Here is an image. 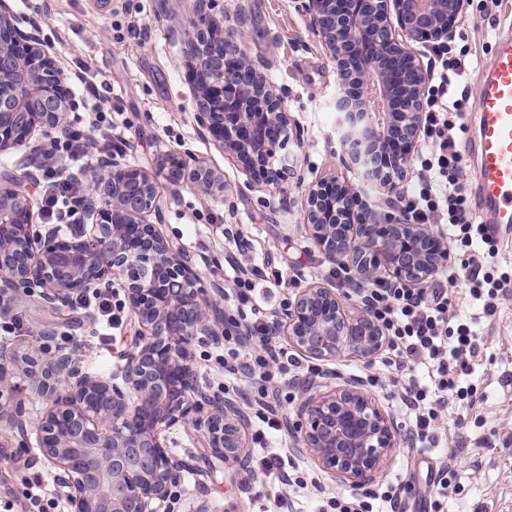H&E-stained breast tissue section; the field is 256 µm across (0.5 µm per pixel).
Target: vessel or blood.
Here are the masks:
<instances>
[{
	"mask_svg": "<svg viewBox=\"0 0 512 512\" xmlns=\"http://www.w3.org/2000/svg\"><path fill=\"white\" fill-rule=\"evenodd\" d=\"M476 129L464 145L473 158L474 203L496 237H512V39L497 40L480 76Z\"/></svg>",
	"mask_w": 512,
	"mask_h": 512,
	"instance_id": "1",
	"label": "vessel or blood"
}]
</instances>
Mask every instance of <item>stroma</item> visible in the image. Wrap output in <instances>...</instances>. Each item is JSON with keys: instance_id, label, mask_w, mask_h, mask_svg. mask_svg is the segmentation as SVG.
<instances>
[{"instance_id": "stroma-1", "label": "stroma", "mask_w": 512, "mask_h": 512, "mask_svg": "<svg viewBox=\"0 0 512 512\" xmlns=\"http://www.w3.org/2000/svg\"><path fill=\"white\" fill-rule=\"evenodd\" d=\"M10 3L17 13L39 20L42 37L71 77L70 118L82 132L87 151L77 159L65 158L67 176L79 177L84 168L113 154L147 171L167 154L206 160L224 175L223 197H204L187 188L173 197L167 186H160L158 225L159 232L192 259L206 290L227 287L224 272L236 263L246 272H259L253 303L272 319L311 281L347 293V286L335 277V265L305 229L302 200L308 187L336 175L360 185L375 220H383L391 208L385 195L362 183L342 162L332 108L338 76L309 25L305 0H213L225 28L243 32L248 58L282 92L292 122L291 171L279 185L263 190L196 129L187 46L178 36L191 26L195 0H178L170 11L164 0ZM508 35L512 0H469L452 38L455 48L467 52L461 81L466 101L459 124L472 126L479 77L491 61L495 39ZM82 72L104 85L105 99L87 96L78 79ZM448 294L480 342L470 371L459 378L460 386L475 388L476 401L453 403L433 436L397 448L383 478L404 486L410 512H422L432 490L428 471L445 463L454 469L461 491L444 500L443 512H512V295L498 300L490 317L482 302L470 298L465 283L450 287ZM122 318V329H113L81 292L54 306L39 294L20 293L0 312V345L40 343V326L46 323L55 330L52 347L81 345L84 371L109 378L120 375L136 339L130 311H123ZM194 356L200 387L236 400L247 415L249 441L241 462L227 466L204 453L194 429H170V448L192 458L173 490L170 512H191L202 497L212 512H274L281 500L289 501L292 512H317L330 498L347 492V484L305 454L300 457L307 481L302 489L283 485L260 465L263 456L296 447L288 425L297 419L305 382L293 387L292 399L281 408L286 428L277 432L258 420L249 380L225 373L223 345L212 339L195 343ZM329 368L328 380L335 384L380 373L370 393L392 416L399 434H407L409 415L399 399L400 386L382 372L379 362L347 355ZM260 431L265 434L261 445L254 441ZM63 479L61 469L42 460L34 437L7 431L0 423V506L9 503L12 512H24L28 484L36 480L40 494L57 501V512H70Z\"/></svg>"}]
</instances>
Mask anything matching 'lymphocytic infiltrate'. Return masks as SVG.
Here are the masks:
<instances>
[{
    "instance_id": "obj_1",
    "label": "lymphocytic infiltrate",
    "mask_w": 512,
    "mask_h": 512,
    "mask_svg": "<svg viewBox=\"0 0 512 512\" xmlns=\"http://www.w3.org/2000/svg\"><path fill=\"white\" fill-rule=\"evenodd\" d=\"M436 55L437 83L429 88L426 100L427 136L432 141V151L422 159L421 167L437 170L442 182L438 185L423 182L418 193L406 195L404 212L413 224L447 221L451 239L471 251L465 267L469 293L473 299L483 300L485 312L492 314L496 311L498 295L512 291V278L495 276L491 261L498 253L497 242L489 236L486 225L475 222L468 203L466 174L457 149V126L452 118L453 113L461 111L463 101L450 92L453 78L464 75L465 63L453 55L447 44L439 47ZM43 210L50 223L75 224L80 220L82 207L72 186L58 180L44 197ZM477 240L484 244V251H472L471 246ZM363 295L389 338L385 366L402 372L426 362L436 371L434 388L411 381L403 389V403L412 420V431L419 440H427L440 410L447 408L449 397L460 401L474 397L472 389L458 386L457 378L467 370L469 357L475 356L477 338L469 325L453 314L444 288L411 290L393 282L383 288L364 289ZM225 322L227 339H234L236 329L246 327L250 333L249 344L254 349L253 354L246 356L239 348H227L225 371L245 369L255 376L257 416L270 429H279L274 408L279 396L268 387L272 377L270 363L279 362L281 370L288 375L304 372L316 376L319 367L303 365L295 355L277 350L268 324L261 317L244 323L230 315Z\"/></svg>"
}]
</instances>
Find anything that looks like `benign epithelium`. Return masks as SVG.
Instances as JSON below:
<instances>
[{"label":"benign epithelium","instance_id":"obj_1","mask_svg":"<svg viewBox=\"0 0 512 512\" xmlns=\"http://www.w3.org/2000/svg\"><path fill=\"white\" fill-rule=\"evenodd\" d=\"M305 8L340 80L334 109L343 162L397 195L418 145L431 78L414 44L448 39L461 0H307ZM188 44L199 133L255 182L278 184L291 139L283 96L247 59L243 34L224 29L212 0H196ZM69 82L38 20L0 0L1 156L25 146L37 170L58 162L48 144L72 132ZM161 177L203 196L224 195V175L203 159L190 164L173 156L154 172L102 161L84 175L92 231L74 224L62 236L37 222L30 194L0 177V286L38 288L53 306L116 282L139 326L120 384L84 373L77 347H0V398L20 373L52 403L35 422L38 447L63 470L72 512H158L189 467L162 437L173 426L203 431L205 447L226 462L238 461L246 448L247 415L233 399L196 383L193 343L217 335L224 308L206 296L191 259L156 229ZM304 213L325 259L352 273L359 288L383 275L422 288L449 260L447 243L428 225L401 215L370 221L360 190L335 176L308 188ZM346 308V297L313 281L271 333L312 358L354 354L368 363L387 336L363 302L354 316ZM0 417L28 434L21 403L0 402ZM296 429L299 444L325 472L354 486L376 481L402 443L393 420L358 382L308 396Z\"/></svg>","mask_w":512,"mask_h":512}]
</instances>
